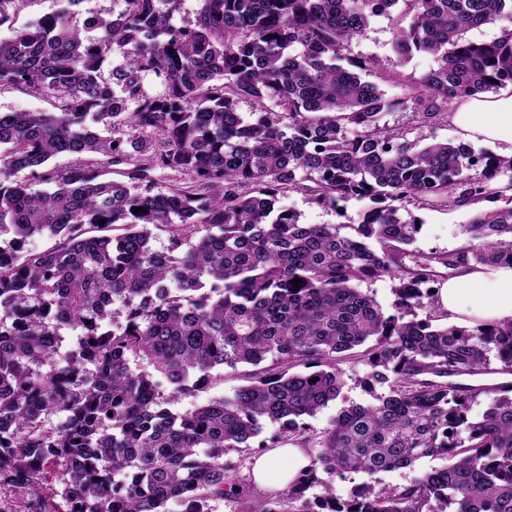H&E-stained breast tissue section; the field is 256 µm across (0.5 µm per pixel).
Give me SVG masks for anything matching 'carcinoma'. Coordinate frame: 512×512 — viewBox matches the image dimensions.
<instances>
[{
    "label": "carcinoma",
    "mask_w": 512,
    "mask_h": 512,
    "mask_svg": "<svg viewBox=\"0 0 512 512\" xmlns=\"http://www.w3.org/2000/svg\"><path fill=\"white\" fill-rule=\"evenodd\" d=\"M66 2L0 38V85L56 100L0 112V486L47 488L42 512H211L224 499L238 512H512V385L459 380L492 372V354L512 374V326L449 325L434 288L464 262L512 268V158L379 124L410 105L421 131L457 98L512 84V33L465 39L512 0H201L191 26L174 22L181 0L107 14ZM380 16L399 62H437L397 76L394 96L350 52ZM112 54L122 63L106 77ZM82 153L100 163L48 167ZM123 161L124 179L109 178ZM157 169L184 182L154 193ZM294 191L339 216L369 205L345 235L281 205ZM490 200L504 205L473 213L464 247L411 249L420 228L404 204ZM43 235L55 244L25 249ZM385 277L387 310L357 287ZM64 329L82 339L59 367ZM353 359L386 393L308 435ZM239 365L232 396L172 409ZM267 421L313 449L274 501L249 497L225 460L268 447ZM428 457L453 464L379 486ZM321 472L367 481L342 499Z\"/></svg>",
    "instance_id": "carcinoma-1"
}]
</instances>
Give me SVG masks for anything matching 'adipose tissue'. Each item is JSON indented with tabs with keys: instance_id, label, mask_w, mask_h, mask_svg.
Returning <instances> with one entry per match:
<instances>
[{
	"instance_id": "1",
	"label": "adipose tissue",
	"mask_w": 512,
	"mask_h": 512,
	"mask_svg": "<svg viewBox=\"0 0 512 512\" xmlns=\"http://www.w3.org/2000/svg\"><path fill=\"white\" fill-rule=\"evenodd\" d=\"M455 133L468 141L496 145L500 156L512 157V85L497 94L464 96L448 114ZM438 305L449 324L475 327L512 324V268L460 265L438 292ZM309 459L297 446L280 447L255 458L252 476L261 488H287Z\"/></svg>"
}]
</instances>
